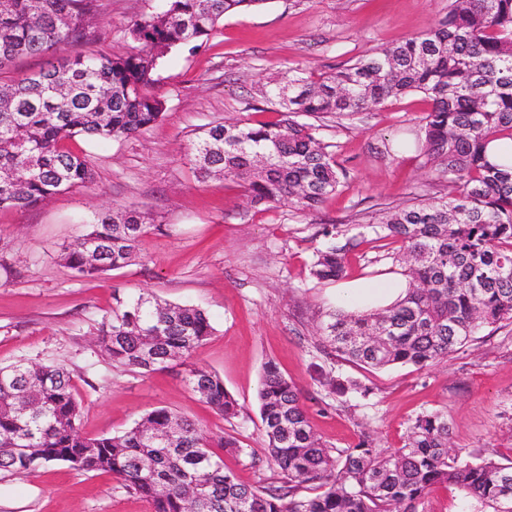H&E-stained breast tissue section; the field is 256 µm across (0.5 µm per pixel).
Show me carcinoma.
<instances>
[{
  "label": "carcinoma",
  "mask_w": 512,
  "mask_h": 512,
  "mask_svg": "<svg viewBox=\"0 0 512 512\" xmlns=\"http://www.w3.org/2000/svg\"><path fill=\"white\" fill-rule=\"evenodd\" d=\"M267 2L163 0L129 25L137 52L61 56L65 46L106 38V28L89 29L105 0H0V210L34 207L89 183V162L68 142L119 141L146 130L163 114V103L144 88L164 52L202 43L224 16ZM24 57H43L47 66L21 72ZM409 93L431 102L418 149L454 190L384 209L366 225L375 240L399 245L393 260L408 278L407 294L379 312H338L320 328L325 347L365 368H425L481 330L512 324V165L491 164L485 155L491 142L512 140V0H450L448 14L418 36L262 91L279 106L277 121L211 123L190 147L197 180L221 176L238 184L258 211L281 204L310 211L336 194L346 172L333 145L304 118L350 117ZM152 223L136 206L101 210L62 248L61 260L77 278L121 269ZM322 235L328 242L310 274L336 281L357 237L336 225ZM213 333L202 309L138 294L116 299L97 342L113 365L155 372L185 362ZM185 382L224 420L238 417V403L217 374L190 365ZM330 387L372 394L354 379L336 378ZM258 401L277 478L251 486L224 469L201 428L163 407L121 433L83 434L82 404L67 369L21 359L0 367V473L29 474L53 463L110 472L152 512H419L432 489L448 484L480 512H512V461L451 447L445 412L418 415L394 451L366 433L352 448H332L314 432L300 390L272 360L263 367ZM308 484L314 493L300 494Z\"/></svg>",
  "instance_id": "obj_1"
}]
</instances>
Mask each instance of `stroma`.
I'll list each match as a JSON object with an SVG mask.
<instances>
[{
	"instance_id": "stroma-1",
	"label": "stroma",
	"mask_w": 512,
	"mask_h": 512,
	"mask_svg": "<svg viewBox=\"0 0 512 512\" xmlns=\"http://www.w3.org/2000/svg\"><path fill=\"white\" fill-rule=\"evenodd\" d=\"M159 0H106L108 36L93 48L135 51L127 27ZM448 10V0H268L255 11L230 14L200 47L165 53L147 86L165 104L162 117L136 137L71 141L88 156L94 179L35 207L0 211V366L19 359L54 362L71 374L83 402L81 431H124L157 407L193 421L212 438L237 435L245 456L224 454L225 469L253 484L272 477L254 467L267 457L257 392L266 361H275L301 392L314 431L329 446L349 448L362 432L388 450L404 444L412 419L443 411L456 448H483L512 458V325L487 328L436 365L364 369L319 348L318 329L336 307V283L310 275L323 227L350 228L377 210L403 207L449 192L448 180L414 149L387 153L413 140L430 108L412 93L354 118L327 117L320 130L348 172L340 191L320 207L299 212L247 207L235 184L198 181L190 144L214 121L273 122L277 108L266 86L295 68L331 72L376 50L421 34ZM135 205L155 224L130 265L92 278L73 277L60 259L63 245L86 233L94 212ZM378 242L347 257L345 282L366 279L373 266L392 268ZM149 293L205 310L215 332L191 362L216 373L237 399L233 422L199 401L185 368L143 374L112 367L97 352L102 317L116 297ZM351 378L370 397L339 398L328 382ZM0 512H150L109 473L85 474L60 464L0 478Z\"/></svg>"
}]
</instances>
